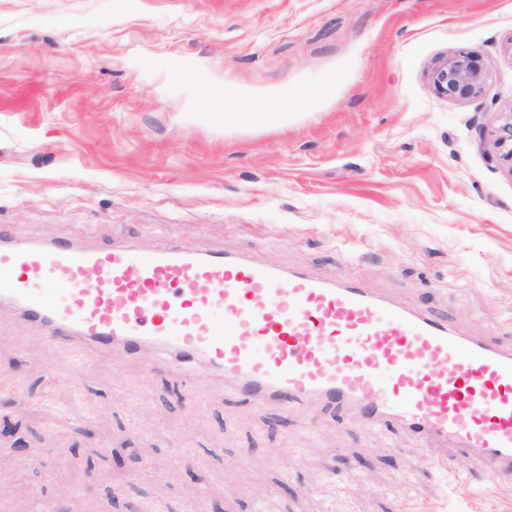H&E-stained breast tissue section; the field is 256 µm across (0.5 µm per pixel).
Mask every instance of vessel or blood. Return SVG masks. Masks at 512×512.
Segmentation results:
<instances>
[{"label": "vessel or blood", "instance_id": "vessel-or-blood-1", "mask_svg": "<svg viewBox=\"0 0 512 512\" xmlns=\"http://www.w3.org/2000/svg\"><path fill=\"white\" fill-rule=\"evenodd\" d=\"M71 347L151 350L289 404L399 419L512 476V347L453 335L354 283H331L213 249L30 243L0 233V304Z\"/></svg>", "mask_w": 512, "mask_h": 512}]
</instances>
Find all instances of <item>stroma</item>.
<instances>
[{
	"instance_id": "1",
	"label": "stroma",
	"mask_w": 512,
	"mask_h": 512,
	"mask_svg": "<svg viewBox=\"0 0 512 512\" xmlns=\"http://www.w3.org/2000/svg\"><path fill=\"white\" fill-rule=\"evenodd\" d=\"M458 51L490 75L464 101L433 82ZM198 79L331 90L261 126L197 111ZM509 110L512 0H0V230L220 247L512 345ZM0 423V512H512V478L438 469L398 422L78 353L3 307ZM491 144L503 160L512 162V113L501 112L491 131Z\"/></svg>"
}]
</instances>
